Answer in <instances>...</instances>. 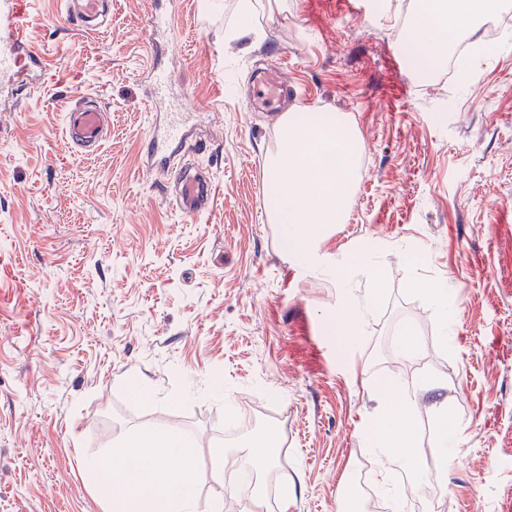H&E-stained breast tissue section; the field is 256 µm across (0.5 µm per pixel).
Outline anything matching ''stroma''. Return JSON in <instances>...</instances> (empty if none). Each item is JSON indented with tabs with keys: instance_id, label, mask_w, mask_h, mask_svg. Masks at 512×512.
Here are the masks:
<instances>
[{
	"instance_id": "stroma-1",
	"label": "stroma",
	"mask_w": 512,
	"mask_h": 512,
	"mask_svg": "<svg viewBox=\"0 0 512 512\" xmlns=\"http://www.w3.org/2000/svg\"><path fill=\"white\" fill-rule=\"evenodd\" d=\"M350 3L266 4L258 35L231 40L238 0H112L97 30L70 25L63 0L23 4L46 75L20 70L0 95V512H105L82 463L146 427L194 438L201 498L224 497L215 457L245 442L226 438L225 407L245 399L276 439L265 512H346L360 481L388 501L398 477L377 482L369 439L404 392L436 476L435 501L406 512H512V26L428 90L401 50L399 5ZM156 13L170 29L154 32ZM153 64L212 134L174 158L213 179V208L192 222L139 166L165 108L144 79ZM269 64L362 140L349 219L309 262L265 218L279 117L242 94ZM85 95L110 111L90 153L65 135ZM361 252L372 274H351ZM420 282L447 288V317ZM349 302L368 311L343 348L323 325ZM443 399L465 431L438 473Z\"/></svg>"
}]
</instances>
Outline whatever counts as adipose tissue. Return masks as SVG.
<instances>
[{"label":"adipose tissue","instance_id":"ef3b65f1","mask_svg":"<svg viewBox=\"0 0 512 512\" xmlns=\"http://www.w3.org/2000/svg\"><path fill=\"white\" fill-rule=\"evenodd\" d=\"M495 5L496 0H420L409 43L424 62L437 65L447 51V42L436 37V28L458 34L474 32L478 20ZM407 413L404 404L383 411L371 445L387 449L391 467L404 472L413 486L420 482L423 471L417 434L404 423ZM196 463L194 440L176 429L152 428L136 433L132 446L88 458L85 470L110 512H224L223 500L199 499ZM105 469L111 473L107 484L99 478Z\"/></svg>","mask_w":512,"mask_h":512}]
</instances>
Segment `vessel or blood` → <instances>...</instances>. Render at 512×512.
Returning a JSON list of instances; mask_svg holds the SVG:
<instances>
[{
    "label": "vessel or blood",
    "instance_id": "b4317fda",
    "mask_svg": "<svg viewBox=\"0 0 512 512\" xmlns=\"http://www.w3.org/2000/svg\"><path fill=\"white\" fill-rule=\"evenodd\" d=\"M69 12L86 24L101 23L105 9L103 0H71ZM32 47V32L20 12V0H0V80L8 81L22 64L40 62ZM295 90L275 66L252 72L248 81V103L266 112L283 111L294 98ZM191 116L172 111L157 117L152 135L143 144L145 170L164 191L170 192L176 208L192 219L210 210L213 184L210 178L175 166L178 152L203 150L205 140L191 138L187 125ZM108 131L106 114L93 99L75 104L67 114L66 134L71 143L94 150Z\"/></svg>",
    "mask_w": 512,
    "mask_h": 512
}]
</instances>
